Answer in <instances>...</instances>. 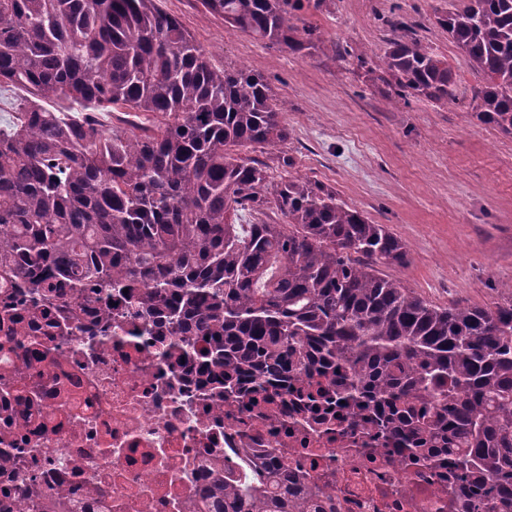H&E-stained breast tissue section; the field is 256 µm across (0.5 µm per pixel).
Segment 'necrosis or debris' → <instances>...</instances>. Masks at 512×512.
I'll return each instance as SVG.
<instances>
[{
    "label": "necrosis or debris",
    "mask_w": 512,
    "mask_h": 512,
    "mask_svg": "<svg viewBox=\"0 0 512 512\" xmlns=\"http://www.w3.org/2000/svg\"><path fill=\"white\" fill-rule=\"evenodd\" d=\"M85 300L81 321L36 317L0 277V512H45L54 497L87 512H191L211 467L258 475L269 460L331 512H459L441 460L411 464L342 411L329 429L277 397L251 411L174 367L182 337L160 335L125 298ZM102 309L110 329L91 336Z\"/></svg>",
    "instance_id": "necrosis-or-debris-1"
}]
</instances>
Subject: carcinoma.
I'll use <instances>...</instances> for the list:
<instances>
[{
  "label": "carcinoma",
  "mask_w": 512,
  "mask_h": 512,
  "mask_svg": "<svg viewBox=\"0 0 512 512\" xmlns=\"http://www.w3.org/2000/svg\"><path fill=\"white\" fill-rule=\"evenodd\" d=\"M224 25L293 53L319 36L303 0H201ZM438 25L482 77L474 115L512 135V0H448ZM358 58L395 98L459 101L448 59L392 20ZM22 92L0 128V275L65 314L91 286L205 343L198 371L224 396L293 383L399 440L450 458L464 512H512V286L502 302L438 307L383 275L406 244L309 180H268L253 157L290 136L251 66L218 69L157 0H0V86ZM152 125L104 130L100 112ZM274 209L283 224H238ZM214 477L207 512H326L265 464Z\"/></svg>",
  "instance_id": "carcinoma-1"
}]
</instances>
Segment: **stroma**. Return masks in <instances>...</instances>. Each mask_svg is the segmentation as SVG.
Returning a JSON list of instances; mask_svg holds the SVG:
<instances>
[{"label":"stroma","mask_w":512,"mask_h":512,"mask_svg":"<svg viewBox=\"0 0 512 512\" xmlns=\"http://www.w3.org/2000/svg\"><path fill=\"white\" fill-rule=\"evenodd\" d=\"M216 67L259 69L284 103L291 166L270 161L269 178L298 177L335 189L348 206L385 225L407 246V262L385 268L413 295L445 307L483 305L512 281V136L478 123L469 99L437 107L395 102L362 69L340 70L333 47L382 52L396 16L445 56L460 85L479 74L439 27L445 0H325L304 6L301 24L321 40L309 52L268 46L227 28L200 0H160Z\"/></svg>","instance_id":"stroma-1"}]
</instances>
